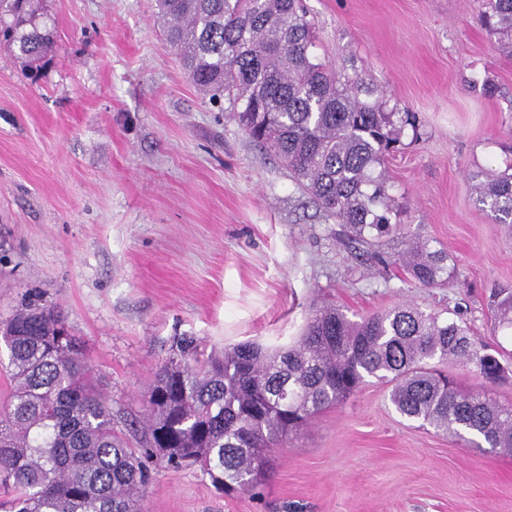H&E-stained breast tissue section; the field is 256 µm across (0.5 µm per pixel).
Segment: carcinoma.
Instances as JSON below:
<instances>
[{"label": "carcinoma", "instance_id": "carcinoma-1", "mask_svg": "<svg viewBox=\"0 0 512 512\" xmlns=\"http://www.w3.org/2000/svg\"><path fill=\"white\" fill-rule=\"evenodd\" d=\"M166 42L197 89L228 96L244 132L268 146L319 208L369 243L401 230L399 205L380 167L418 130L412 112L384 111L359 75L336 73L310 53L303 0H156ZM492 34L512 47V0H477ZM34 0H0V48L33 64L53 53ZM476 202L512 224V167L470 174ZM396 261L414 285L442 282L448 255L413 235ZM494 326L512 330V289L494 291ZM14 390L0 414V482L8 512H139L152 480L147 457L127 447L79 340L59 315L30 300L0 322ZM147 386L143 425L176 468L194 467L223 491L247 492L269 472L270 453L320 411L369 378L392 384L403 417L468 444L512 451V411L462 391L436 363L455 361L487 384L512 375L502 350L477 344L467 319L399 304L349 318L315 308L299 339L268 351L246 343L200 357L184 337Z\"/></svg>", "mask_w": 512, "mask_h": 512}]
</instances>
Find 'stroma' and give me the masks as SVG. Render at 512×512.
Wrapping results in <instances>:
<instances>
[{
    "label": "stroma",
    "instance_id": "obj_1",
    "mask_svg": "<svg viewBox=\"0 0 512 512\" xmlns=\"http://www.w3.org/2000/svg\"><path fill=\"white\" fill-rule=\"evenodd\" d=\"M305 4L320 59L418 117L385 173L398 223L447 253L442 285L415 287L349 241L192 85L155 0H43L56 35L44 66L0 49V321L29 299L59 313L133 445L178 336L207 353L275 348L313 305L361 316L407 303L461 311L477 338L512 349L490 332L492 292L512 289V225L469 182L512 161V50L475 0ZM389 392L369 381L291 434L255 495L155 461L142 512H512V454L418 427Z\"/></svg>",
    "mask_w": 512,
    "mask_h": 512
}]
</instances>
